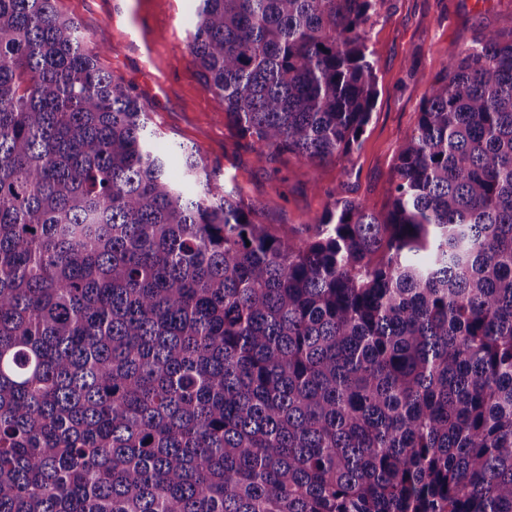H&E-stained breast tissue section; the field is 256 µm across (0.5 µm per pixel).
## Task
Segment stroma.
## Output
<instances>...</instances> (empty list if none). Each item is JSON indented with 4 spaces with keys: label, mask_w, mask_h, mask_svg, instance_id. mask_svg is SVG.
<instances>
[{
    "label": "stroma",
    "mask_w": 512,
    "mask_h": 512,
    "mask_svg": "<svg viewBox=\"0 0 512 512\" xmlns=\"http://www.w3.org/2000/svg\"><path fill=\"white\" fill-rule=\"evenodd\" d=\"M193 0H58L92 42L100 65L132 86L157 125L159 146H197L214 175L241 185L282 232L302 227L332 200L387 209L399 147L412 133L429 82L449 55L482 32L512 27V0H379L367 26L377 95L357 147L311 164L258 162L224 122L187 42Z\"/></svg>",
    "instance_id": "obj_1"
}]
</instances>
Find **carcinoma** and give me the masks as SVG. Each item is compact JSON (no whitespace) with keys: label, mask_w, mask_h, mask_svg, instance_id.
<instances>
[{"label":"carcinoma","mask_w":512,"mask_h":512,"mask_svg":"<svg viewBox=\"0 0 512 512\" xmlns=\"http://www.w3.org/2000/svg\"><path fill=\"white\" fill-rule=\"evenodd\" d=\"M57 0H0V512H512V30L450 54L387 210L259 220ZM377 0H196L271 163L350 153Z\"/></svg>","instance_id":"cac0c4a2"}]
</instances>
